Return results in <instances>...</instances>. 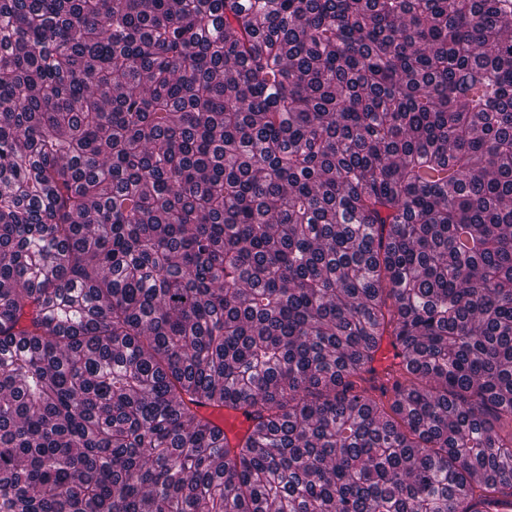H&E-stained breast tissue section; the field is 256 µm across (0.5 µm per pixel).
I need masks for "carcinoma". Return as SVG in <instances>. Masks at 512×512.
I'll list each match as a JSON object with an SVG mask.
<instances>
[{"label": "carcinoma", "instance_id": "1", "mask_svg": "<svg viewBox=\"0 0 512 512\" xmlns=\"http://www.w3.org/2000/svg\"><path fill=\"white\" fill-rule=\"evenodd\" d=\"M504 498L512 0H0V512ZM199 410L224 429V434L229 438L247 433L253 424L252 419L241 408L224 409L221 413L207 407H201Z\"/></svg>", "mask_w": 512, "mask_h": 512}]
</instances>
